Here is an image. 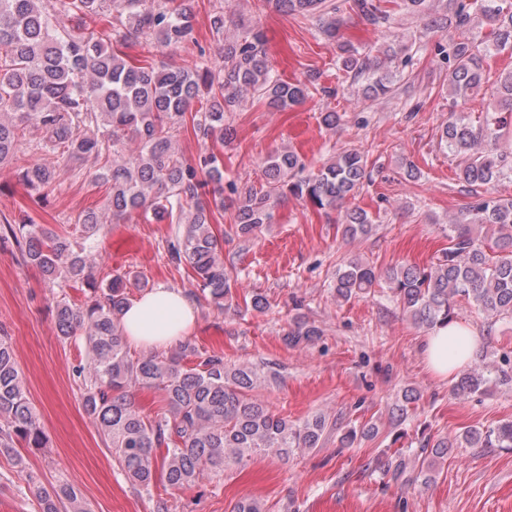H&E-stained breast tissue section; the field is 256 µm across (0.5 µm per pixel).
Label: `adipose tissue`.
Listing matches in <instances>:
<instances>
[{
	"mask_svg": "<svg viewBox=\"0 0 512 512\" xmlns=\"http://www.w3.org/2000/svg\"><path fill=\"white\" fill-rule=\"evenodd\" d=\"M195 325L191 301L179 290L158 285L133 299L122 318V330L131 344L162 349L189 334ZM480 339L461 324L436 327L426 336L423 352L429 370L450 378L475 355Z\"/></svg>",
	"mask_w": 512,
	"mask_h": 512,
	"instance_id": "obj_1",
	"label": "adipose tissue"
}]
</instances>
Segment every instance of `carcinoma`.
<instances>
[{"instance_id":"obj_1","label":"carcinoma","mask_w":512,"mask_h":512,"mask_svg":"<svg viewBox=\"0 0 512 512\" xmlns=\"http://www.w3.org/2000/svg\"><path fill=\"white\" fill-rule=\"evenodd\" d=\"M191 0H0V164L16 157L28 129L40 131L36 149L60 152L66 163L103 169L110 183L103 211H82L77 223L82 240L46 231L27 214L0 225V239H12L23 260L38 267L53 284L90 278L91 243L105 224L136 214L175 225L166 255L175 267H189L204 298L220 312L233 299L234 280L224 266V239L214 232V214L224 213V187L236 195L235 232L247 240L271 223L275 203L288 195L320 210H336L357 194L368 178L367 159L345 149L315 173L290 150H277L264 162L265 185L238 190L224 184V154L206 146L224 142L226 114L246 96L274 109L300 104L318 90V76L289 83L273 71L266 38L214 6L210 27L224 41L218 66L199 52L192 63L172 68L165 63L134 66L123 51L128 43L157 40L177 50L193 39ZM284 14H320V35L338 43L342 69L360 85L366 99L393 91L389 68L397 51L386 46L374 56L340 41V18L327 0H264ZM350 9L374 26L389 21L381 0H351ZM238 30L226 41L224 29ZM455 32L434 45L447 66L451 89L448 123L440 144L457 160L461 182L489 184L512 172V71L497 79V103L473 124L457 108L485 83L484 63L491 54L512 49V0H458ZM191 116L205 142L197 158L187 160L176 138ZM135 141L133 153L125 144ZM19 180L47 197L56 189L58 172L41 163L19 168ZM376 229L364 210L345 213L343 233L365 238ZM385 284L403 314L419 328L432 330L457 321V299L468 301L486 319H512V198L479 197L449 225L448 247L431 265L397 263L384 271L355 258L336 269V298L348 302ZM146 282L117 274L93 287L84 305L57 300L59 335H81L87 366L76 369L83 407L127 482L137 490L179 491L224 474L253 456L272 451L288 458L321 447L335 423L324 413L302 421L274 414L254 392L275 381L267 363L224 362L219 352L202 353L187 340L171 353L134 357L122 333L121 315L131 289ZM321 335L314 323L296 318L285 333L286 344L308 343ZM198 362L188 365V358ZM490 384L512 385V353L503 352L483 365L465 366L453 391L466 398ZM139 389L158 393L161 410L146 414L133 400ZM419 400L414 387L404 388L390 407L399 426ZM378 433L374 425L348 427L343 447ZM17 440L28 448L45 446L44 431L19 371L10 338L0 335V448ZM511 448L512 420L486 429L420 442V452L400 454L386 473L394 481L427 486L436 480L439 461L453 448ZM41 512H86L67 483L52 491L36 489Z\"/></svg>"}]
</instances>
